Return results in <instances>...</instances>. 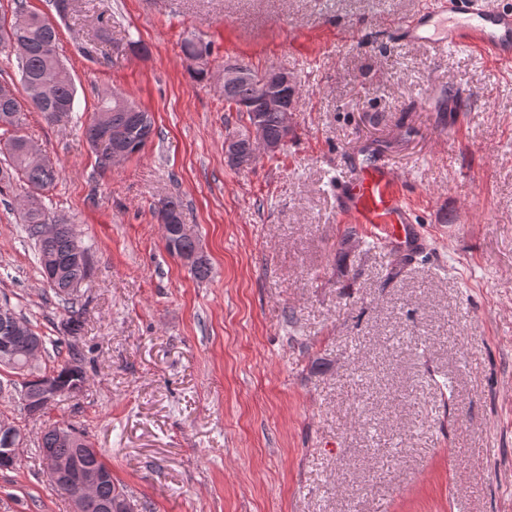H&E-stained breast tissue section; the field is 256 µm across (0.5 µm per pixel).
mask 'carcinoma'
I'll list each match as a JSON object with an SVG mask.
<instances>
[{"label":"carcinoma","instance_id":"obj_1","mask_svg":"<svg viewBox=\"0 0 512 512\" xmlns=\"http://www.w3.org/2000/svg\"><path fill=\"white\" fill-rule=\"evenodd\" d=\"M16 6L11 18L0 17V47L11 41L16 42V52L20 59V83L25 94L19 98L15 87L0 83V129L9 134L4 143L7 154V166H0V190L11 183L18 175L28 187V192L20 206V216L26 224V232L35 241L37 262L43 277L48 281L50 290L58 301L62 302L68 318L64 324L66 330L76 335L82 327L81 312L77 308L78 294L73 285L86 281L92 272V258L89 249L79 239L73 225L63 219H55L47 213L42 196L59 178V173L51 161L43 156L36 157L24 149L28 139L21 134L23 116L30 106L41 113L44 119L57 123L56 115L66 113L71 118L77 97V87L70 71L58 53L59 32L57 25L37 12L26 8L23 0H15ZM273 69L254 71L256 81H242L234 86L228 107L247 116L248 122L261 120L266 138L279 142L285 137L280 115L277 112H264L261 109L257 79H272ZM105 120L107 128L121 129L125 135V148L129 156L139 154L154 133V121L150 113L140 106L133 105L124 94L111 91L101 97L97 111L85 124L83 134L92 149L98 167L105 171L112 166V139H103L105 130L96 125L97 118ZM160 218L169 217L171 223L179 224L182 219L181 203L174 198L161 200L157 207ZM44 224L55 225L48 238L42 237ZM168 252L187 260L195 275L204 279L209 274L207 261L195 257L194 240L180 236L165 238ZM19 367L8 363L0 368L8 369L21 376V400L23 408H28L26 392L35 389L37 380L43 374L35 371L34 366L24 367V357L18 356ZM53 374L74 386L76 392H83L86 373L78 358L59 365ZM79 443L62 442L57 435L56 424L45 427L39 439V447L49 448L58 454L78 458L80 468L100 470L105 477L96 492L89 497L85 512H104V506L126 500L127 494L120 483L112 478V469L103 461L96 450H89L91 444L85 435L73 425H67Z\"/></svg>","mask_w":512,"mask_h":512}]
</instances>
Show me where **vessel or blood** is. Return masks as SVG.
Masks as SVG:
<instances>
[{"label":"vessel or blood","instance_id":"obj_1","mask_svg":"<svg viewBox=\"0 0 512 512\" xmlns=\"http://www.w3.org/2000/svg\"><path fill=\"white\" fill-rule=\"evenodd\" d=\"M400 40L439 54L467 48L500 61H512V8L492 0H429L402 22ZM341 220L390 253L416 257L428 240L406 201L402 179L384 159L372 156L334 184Z\"/></svg>","mask_w":512,"mask_h":512}]
</instances>
